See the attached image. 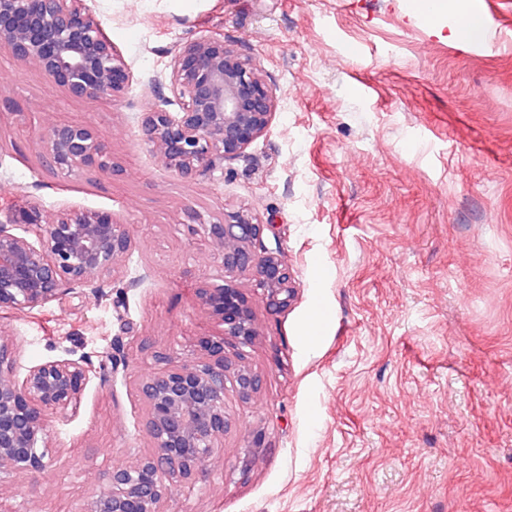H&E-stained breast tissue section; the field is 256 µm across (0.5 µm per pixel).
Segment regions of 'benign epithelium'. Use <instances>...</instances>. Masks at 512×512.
<instances>
[{
    "mask_svg": "<svg viewBox=\"0 0 512 512\" xmlns=\"http://www.w3.org/2000/svg\"><path fill=\"white\" fill-rule=\"evenodd\" d=\"M0 49L36 66L74 97L112 99L130 73L84 0H0ZM168 85L182 100L171 114L144 113L141 140L164 166L184 177L217 179L224 160L241 154L268 131L277 97L252 59L210 35L179 49ZM43 162L62 178L85 170L115 172L99 131L82 123L52 124L39 131ZM189 235L212 247L214 274L195 293L196 304L222 327L217 340L202 338L192 357L155 356V368L135 388L145 406L143 431L150 450L106 475L107 488L83 512H163L168 480H189L224 447L235 426L228 393L244 402L262 387L250 369L232 367L224 348L241 350L258 335L248 296L235 277L247 275L269 309L294 297L288 265L279 252L256 250L267 225L247 211L205 218L185 212ZM131 226L112 212L73 208L53 215L35 201L0 206V309L30 311L112 276L129 260ZM96 370L85 356L52 359L17 375L14 348L0 342V475L39 473L51 463V418L75 413Z\"/></svg>",
    "mask_w": 512,
    "mask_h": 512,
    "instance_id": "7a95c632",
    "label": "benign epithelium"
}]
</instances>
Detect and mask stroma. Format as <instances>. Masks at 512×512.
<instances>
[{
  "label": "stroma",
  "instance_id": "35a3bbf8",
  "mask_svg": "<svg viewBox=\"0 0 512 512\" xmlns=\"http://www.w3.org/2000/svg\"><path fill=\"white\" fill-rule=\"evenodd\" d=\"M86 4L129 85L77 98L0 51V97L16 105L0 111V198L112 212L133 254L104 298L0 310V340L22 370L108 365L117 342L126 365L53 420L51 468L0 483V512H81L113 466L148 452L136 379L156 353L220 332L193 304L211 255L184 212L243 206L295 297L272 311L253 296L260 334L243 363L262 391L228 396L237 429L169 512H512V0H463L503 33L482 51L404 0ZM212 33L262 68L278 106L223 178H185L142 145L141 119L178 50ZM56 122L95 126L118 171L58 178L34 134Z\"/></svg>",
  "mask_w": 512,
  "mask_h": 512
}]
</instances>
